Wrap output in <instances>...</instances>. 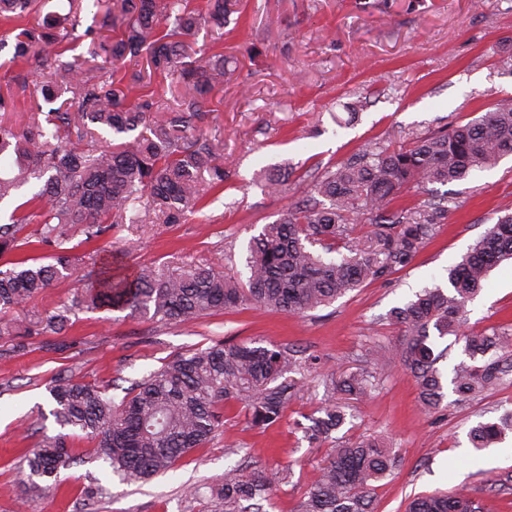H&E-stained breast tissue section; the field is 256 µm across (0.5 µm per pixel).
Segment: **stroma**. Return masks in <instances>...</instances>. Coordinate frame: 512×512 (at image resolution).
<instances>
[{
  "label": "stroma",
  "instance_id": "stroma-1",
  "mask_svg": "<svg viewBox=\"0 0 512 512\" xmlns=\"http://www.w3.org/2000/svg\"><path fill=\"white\" fill-rule=\"evenodd\" d=\"M224 29H201L195 41L224 57L227 77L208 96L211 131L224 142L222 188L211 191L185 223L150 217L126 224L79 253L113 258L129 267L167 262L208 264L247 278L251 237L306 199L312 182L362 147L407 145L467 122L512 95V75L501 56L512 53V0H244ZM52 15L74 54L89 42L72 38L68 0H47L42 12L0 19V95L12 109L0 123L21 127L50 70L12 62L14 34ZM124 86L150 85L164 111L182 98L176 77L151 74L146 61L126 59ZM292 169L282 194L271 195L262 171ZM451 210L407 267L347 293L329 306L298 317L244 305L186 323L148 319L106 308L72 314L65 334L0 336V512H207L210 488L228 469L265 472L276 479L273 512H298L333 441L383 438L401 463L377 482L373 512H404L409 499L464 486L483 512H512V434L484 450L468 433L480 422L512 410V382L477 401L446 394L425 411L414 379L398 363L370 368L375 388L359 400L340 394L346 422L332 440L312 443L304 429L321 407L318 376L366 367L365 353L391 347L402 335L390 312L416 293L447 286L448 271L484 233L488 220L512 212V156L468 179L436 186ZM466 332H512V263L493 268L481 294L467 306ZM262 338L288 347L311 373L283 417L254 427L244 402L224 406V424L205 446L169 471L129 482L94 459L84 434L71 438L73 460L58 481L29 492L22 451L61 428L51 414L54 378L74 376L106 384L121 401L132 383L174 355L215 341Z\"/></svg>",
  "mask_w": 512,
  "mask_h": 512
}]
</instances>
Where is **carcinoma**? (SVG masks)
Returning a JSON list of instances; mask_svg holds the SVG:
<instances>
[{
    "instance_id": "cac0c4a2",
    "label": "carcinoma",
    "mask_w": 512,
    "mask_h": 512,
    "mask_svg": "<svg viewBox=\"0 0 512 512\" xmlns=\"http://www.w3.org/2000/svg\"><path fill=\"white\" fill-rule=\"evenodd\" d=\"M37 0H0V17L21 18L35 11ZM74 25L86 12L102 16L112 39L89 26L88 56L62 59L67 39L45 20L37 28L21 27L14 35L13 60L45 66L55 48V81L40 87L44 101L61 100L45 112L37 103L21 129L0 124V201L19 187H35L30 202L38 210L37 227L24 230L29 216L11 214L0 224V335L28 336L31 329L5 315L33 302L48 288H66L77 271L74 231L94 240L123 224L141 223L140 210L153 211L166 224H180L199 209L208 191L224 185V145L206 131L207 94L224 81V56L197 55L190 38L202 26L224 28L240 9V0H69ZM128 57L146 59L154 71L175 75L196 92L186 107L159 119L156 94L146 91L126 104L125 89L112 78L87 76L88 65L115 67ZM54 126L46 133L43 124ZM512 155V96L484 115L449 131L417 137L409 146H367L354 158L329 170L302 203L265 224L251 238L247 282L206 265L170 269L136 267L112 274L91 257L84 277L90 288L71 305L37 321L44 332L62 333L69 315L107 306L144 317L186 322L252 303L271 311L304 314L334 302L366 283L409 265L439 227L449 207L440 200L393 206L404 191L427 193L435 184L467 179L492 169ZM290 173L274 168L264 187L277 193ZM373 225L374 244L347 247L339 259L347 225ZM38 243L53 250L52 262L16 261L9 256ZM512 259V215L499 218L448 272V288L426 289L394 310L392 320L403 333L393 349L376 346L366 356L374 364L398 360L415 378L425 408L435 410L445 398L444 377L431 334L463 343L466 359L454 367L453 392L468 400L497 389L512 371V336L463 331L468 303L486 284L489 271ZM301 365L285 347L261 340L215 343L177 355L136 382L120 402L107 387L60 377L50 388L54 415L62 427L83 433L95 443L98 457L112 472L129 480L168 470L213 436L230 400L248 402L251 422L276 423L293 400L300 381H276ZM372 383L364 372L324 381L327 402L305 428L312 442L330 437L346 420L336 392L363 398ZM512 433V410L469 432L482 450ZM71 454L66 436L49 438L23 456L29 476L48 481ZM398 464L384 441L365 438L339 445L331 453L300 504L299 512H370L374 484ZM272 478L244 477L235 470L211 488L214 512H265L271 502ZM406 512H481L480 503L463 489L418 497Z\"/></svg>"
}]
</instances>
